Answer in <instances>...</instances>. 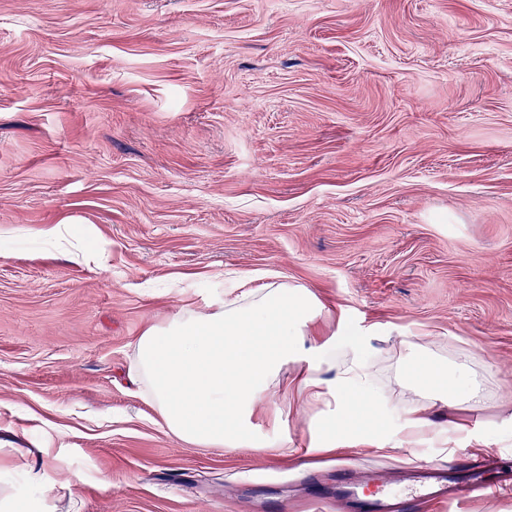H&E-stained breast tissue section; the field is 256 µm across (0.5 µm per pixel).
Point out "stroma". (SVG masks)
<instances>
[{"label":"stroma","instance_id":"35a3bbf8","mask_svg":"<svg viewBox=\"0 0 512 512\" xmlns=\"http://www.w3.org/2000/svg\"><path fill=\"white\" fill-rule=\"evenodd\" d=\"M61 225L103 263L71 259ZM313 291L397 420L404 342L480 397L315 453L291 383L194 448L131 345L230 276ZM288 434L289 451L277 448ZM512 467V0H0V486L20 512H310L307 473ZM58 484L24 495L28 469Z\"/></svg>","mask_w":512,"mask_h":512}]
</instances>
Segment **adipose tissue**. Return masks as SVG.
I'll return each instance as SVG.
<instances>
[{"mask_svg":"<svg viewBox=\"0 0 512 512\" xmlns=\"http://www.w3.org/2000/svg\"><path fill=\"white\" fill-rule=\"evenodd\" d=\"M323 308L309 289L285 283L248 289L202 308L180 307L134 341L128 379L178 440L199 448L262 450L267 443L254 434L255 407L282 369L294 363L298 388L316 409L309 423L314 451H334L341 420L358 442L372 443L388 425L363 423L382 401L361 347L353 344L337 354L332 335L302 346ZM403 367L406 385L425 396L424 403L404 411L399 426L411 442L433 428L434 404L453 409L461 403L469 378L464 367L412 348Z\"/></svg>","mask_w":512,"mask_h":512,"instance_id":"1","label":"adipose tissue"}]
</instances>
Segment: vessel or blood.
<instances>
[{
    "label": "vessel or blood",
    "instance_id": "1",
    "mask_svg": "<svg viewBox=\"0 0 512 512\" xmlns=\"http://www.w3.org/2000/svg\"><path fill=\"white\" fill-rule=\"evenodd\" d=\"M346 494L359 502L360 512H412L422 499L439 503L476 497L489 498L512 490V473L501 470L493 458L465 461L427 470L420 483L358 472L343 481Z\"/></svg>",
    "mask_w": 512,
    "mask_h": 512
}]
</instances>
